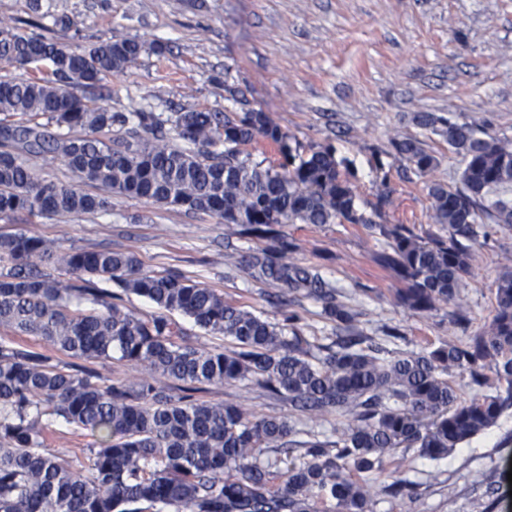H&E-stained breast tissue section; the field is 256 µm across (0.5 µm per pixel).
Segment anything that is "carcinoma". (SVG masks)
Returning <instances> with one entry per match:
<instances>
[{
	"label": "carcinoma",
	"mask_w": 512,
	"mask_h": 512,
	"mask_svg": "<svg viewBox=\"0 0 512 512\" xmlns=\"http://www.w3.org/2000/svg\"><path fill=\"white\" fill-rule=\"evenodd\" d=\"M32 30L0 25V217L95 213L110 195L146 199L186 213H206L268 246L241 256L252 277L278 289L288 308L296 297L323 305L329 319L352 330L357 313L337 300L314 266L288 260L294 245L284 224H365L345 162L336 149L291 146L265 112H174L166 119L140 109L114 112L106 79L157 52L136 38L90 46L49 38L42 17ZM46 63L41 74L11 68ZM418 126L448 140L462 158L463 187L429 188L434 223L446 236L423 240L402 224L379 225L389 240L378 262L406 283L401 303L418 313L457 308L465 320L464 280L478 237L479 212L512 224V142L482 137L467 123L418 112ZM261 135L281 160L265 166L239 146ZM419 174L436 158L417 139L393 142ZM61 160L77 183H44L47 157ZM104 188L105 195L81 185ZM53 264L60 279L36 267ZM114 284L117 290L98 282ZM125 294L157 312L125 310ZM180 313L233 349L198 347ZM290 309L272 323L181 273L142 270L132 252L62 250L18 232L0 237V326L39 336L74 359L112 358L183 383L171 393L146 377L104 384L86 368L74 372L42 352L0 342V512H376V497L411 495L398 476V452L417 449L448 458L497 425L512 409V270L494 284L491 319L475 335L450 338L426 352L389 351L369 336L308 340ZM496 384L482 400L462 401L448 376ZM250 381L291 404L316 425L342 418L330 434L297 427L285 416L257 417L244 404L194 398L199 384ZM61 421L91 432L97 447L78 468L44 448L45 431ZM390 471L376 488L373 475Z\"/></svg>",
	"instance_id": "1"
}]
</instances>
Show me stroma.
Returning a JSON list of instances; mask_svg holds the SVG:
<instances>
[{
  "label": "stroma",
  "instance_id": "35a3bbf8",
  "mask_svg": "<svg viewBox=\"0 0 512 512\" xmlns=\"http://www.w3.org/2000/svg\"><path fill=\"white\" fill-rule=\"evenodd\" d=\"M42 11L64 5L69 26L55 38L88 45L135 37L159 44L130 68L112 74L109 105L130 112L153 105L163 114L186 110L268 113L302 148L332 143L354 177L357 201L371 210L381 192L390 202L384 224H404L419 236L441 233L432 220L429 188L461 185L463 162L441 136L417 126L418 112H435L512 140V0H36ZM415 138L437 160L414 172L392 142ZM385 170L387 182L377 172ZM64 249L131 251L148 272H180L281 322L271 286L252 280L240 263V241L207 214H188L150 201L115 196L94 215L0 218V235L17 231ZM295 262L318 267L358 310L356 334L398 330L404 351L419 352L460 335L452 308L417 313L398 301L401 282L375 260L385 246L378 230L360 224H286ZM489 238L472 243L464 290L469 333L491 318L494 282L512 266V224L490 223ZM199 399L245 402L257 416L307 419L251 382L205 385ZM96 439L55 423L44 446L86 462ZM404 478L416 499L378 504L377 512H512V412L440 462L407 453ZM483 471L486 485L471 481Z\"/></svg>",
  "mask_w": 512,
  "mask_h": 512
}]
</instances>
